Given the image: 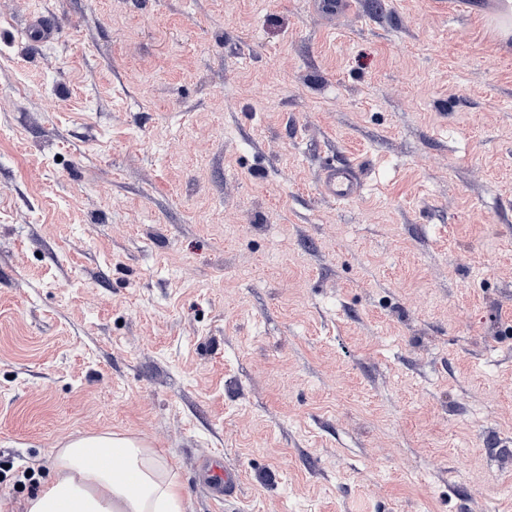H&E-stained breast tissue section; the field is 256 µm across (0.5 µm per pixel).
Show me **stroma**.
<instances>
[{
	"label": "stroma",
	"instance_id": "1",
	"mask_svg": "<svg viewBox=\"0 0 512 512\" xmlns=\"http://www.w3.org/2000/svg\"><path fill=\"white\" fill-rule=\"evenodd\" d=\"M334 2L0 0L1 498L112 430L186 512H512V47ZM321 189L331 198L352 199L360 190L357 171L348 164L330 166L322 174ZM201 479L211 499L218 504H224V508L233 501L234 494L243 481L239 471L224 465L216 456H210L203 461Z\"/></svg>",
	"mask_w": 512,
	"mask_h": 512
}]
</instances>
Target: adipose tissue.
<instances>
[{
	"label": "adipose tissue",
	"mask_w": 512,
	"mask_h": 512,
	"mask_svg": "<svg viewBox=\"0 0 512 512\" xmlns=\"http://www.w3.org/2000/svg\"><path fill=\"white\" fill-rule=\"evenodd\" d=\"M48 477L34 496L0 498V512H184V488L168 457L112 430L50 449Z\"/></svg>",
	"instance_id": "adipose-tissue-1"
}]
</instances>
